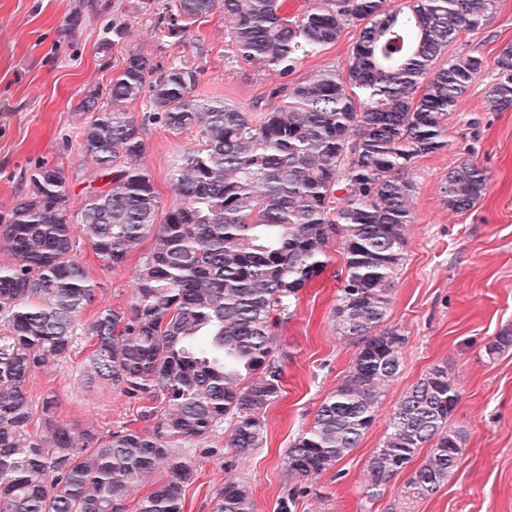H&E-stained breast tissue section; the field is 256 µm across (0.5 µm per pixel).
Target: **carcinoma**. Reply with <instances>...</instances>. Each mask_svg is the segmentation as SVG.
<instances>
[{
	"label": "carcinoma",
	"instance_id": "1",
	"mask_svg": "<svg viewBox=\"0 0 512 512\" xmlns=\"http://www.w3.org/2000/svg\"><path fill=\"white\" fill-rule=\"evenodd\" d=\"M163 2L131 0L104 25L101 47L124 37L130 13L201 59L207 49L192 26L218 11L230 23L233 62L286 79L345 26L360 31L345 72L286 81L258 112L196 97L203 69L181 54L162 64L130 50L118 73L83 92L77 108L90 117L77 133L79 153L93 164L90 182H107L74 211L64 167L41 163L0 216V512H127L142 485L149 491L135 512H183L197 471L176 449L221 427L237 459L262 447L264 411L284 377L280 330L334 242L345 271L334 326L356 352L288 448L281 512L358 446L400 371L407 338L386 320L412 223L408 169L449 145L448 116L487 63L444 54L489 23L495 0H320L299 16L284 0ZM493 71L486 107L503 112L512 108V44ZM152 125L198 139L179 156L176 200L163 213L140 165ZM488 180L472 159H455L443 186L448 206L470 210ZM78 233L109 268L137 257L128 308L81 320L94 285ZM149 236L154 246L141 249ZM82 336L89 353L80 382L119 387L136 406L114 429L61 424L55 400L37 402L27 387L37 369L69 359ZM509 349V327L485 345L493 358ZM459 400L446 361L405 391L368 460L365 497L405 472L387 512H414L448 482L466 452L467 434L450 424ZM213 512H254L249 486L225 482Z\"/></svg>",
	"mask_w": 512,
	"mask_h": 512
}]
</instances>
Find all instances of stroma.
<instances>
[{"label":"stroma","mask_w":512,"mask_h":512,"mask_svg":"<svg viewBox=\"0 0 512 512\" xmlns=\"http://www.w3.org/2000/svg\"><path fill=\"white\" fill-rule=\"evenodd\" d=\"M80 0H0V214L25 192V174L39 162L60 164L69 174L72 208L94 188L88 162L77 147H64L87 119L73 105L84 88L106 81L123 66L127 51L141 50L165 62L177 46L153 38L149 27L130 19L128 32L102 51L104 18L79 10ZM224 18L214 13L194 32L207 49L197 93L250 112L268 100L280 80L268 71L231 60ZM359 29L347 26L336 43L302 58L290 76L299 82L315 71L346 70ZM512 43V0H496L490 23L462 34L448 55L471 53L493 60ZM494 80L485 71L448 118L449 148L416 158L409 170L415 184L414 222L405 262L390 294L388 325L408 341L400 373L382 398V415L337 465L318 476L292 512H386L405 479L396 477L381 496H363L367 461L386 429L389 413L404 392L435 363L452 366L460 401L454 426L467 436V452L447 483L416 506V512H512V350L488 358L484 347L500 330L512 328V109L491 112L486 95ZM142 165L152 176L163 205L174 199L170 174L178 155L195 147L190 132L153 126ZM469 156L489 175L488 189L466 212L450 209L441 190L448 166ZM83 260L95 284L94 309L128 307L134 261L108 269L90 248ZM343 266L339 245L328 264L300 292L298 305L279 336L285 369L282 393L265 411L262 448L236 459L216 433L187 449L197 470L185 491L184 512H212L225 480L246 482L255 512H280L288 490L286 453L306 430L319 404L342 378L354 347L337 336L333 309ZM84 353L35 371L28 382L33 398L55 397L57 416L67 425L95 424L99 430L130 420L133 406L118 388L84 387L75 375Z\"/></svg>","instance_id":"stroma-1"}]
</instances>
